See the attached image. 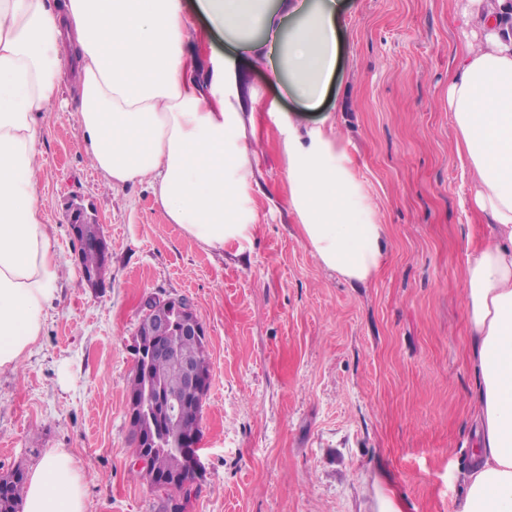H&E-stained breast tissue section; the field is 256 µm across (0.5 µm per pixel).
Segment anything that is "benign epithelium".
<instances>
[{"label": "benign epithelium", "instance_id": "7a95c632", "mask_svg": "<svg viewBox=\"0 0 512 512\" xmlns=\"http://www.w3.org/2000/svg\"><path fill=\"white\" fill-rule=\"evenodd\" d=\"M90 221L96 223L98 219H89L80 204H70L67 224L73 236H79L81 225ZM145 308L135 334L133 351L147 362L157 358L169 359L174 374L182 380L183 390L163 400L160 415L161 421L173 427L203 400L210 380L194 360L181 357L171 349L168 332L172 328L181 336L200 338L205 335V330L191 302L185 298L151 297L146 301ZM135 444L133 466L147 473L151 461L147 449L158 447V440L154 436L139 434Z\"/></svg>", "mask_w": 512, "mask_h": 512}]
</instances>
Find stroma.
I'll return each mask as SVG.
<instances>
[{"label": "stroma", "mask_w": 512, "mask_h": 512, "mask_svg": "<svg viewBox=\"0 0 512 512\" xmlns=\"http://www.w3.org/2000/svg\"><path fill=\"white\" fill-rule=\"evenodd\" d=\"M346 48L324 103L300 108L248 74L258 230L205 249L143 185L101 186L74 109L46 118L41 199L64 254L62 300L16 369L0 372V476L50 448L84 470L87 512H161L131 475L126 401L147 297L188 299L211 386L187 512H448L477 443V377L464 266L494 227L476 223L456 163L448 72L464 0H346ZM331 126L367 189L387 248L367 284L323 269L288 202L287 121ZM102 222L109 275L86 288L69 201Z\"/></svg>", "instance_id": "35a3bbf8"}]
</instances>
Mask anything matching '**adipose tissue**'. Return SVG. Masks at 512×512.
<instances>
[{"instance_id": "obj_1", "label": "adipose tissue", "mask_w": 512, "mask_h": 512, "mask_svg": "<svg viewBox=\"0 0 512 512\" xmlns=\"http://www.w3.org/2000/svg\"><path fill=\"white\" fill-rule=\"evenodd\" d=\"M341 0H0V371L15 369L58 299L63 258L41 201L44 119L67 83L84 154L110 190L147 183L168 223L213 250L254 237L255 160L238 68L264 69L306 107L327 95ZM232 59L201 74L197 16ZM448 76L454 151L471 209L496 227L464 271L478 375V444L457 512H512V0H468ZM289 203L326 270L364 283L386 232L345 147L289 123ZM77 456L46 450L22 512H85Z\"/></svg>"}]
</instances>
